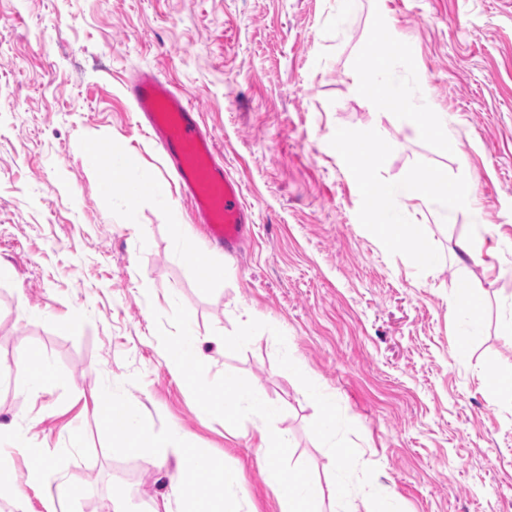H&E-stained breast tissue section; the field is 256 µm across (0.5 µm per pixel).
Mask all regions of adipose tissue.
I'll return each mask as SVG.
<instances>
[{
  "instance_id": "ef3b65f1",
  "label": "adipose tissue",
  "mask_w": 512,
  "mask_h": 512,
  "mask_svg": "<svg viewBox=\"0 0 512 512\" xmlns=\"http://www.w3.org/2000/svg\"><path fill=\"white\" fill-rule=\"evenodd\" d=\"M409 50L407 43L398 40L386 41L373 49L369 67L355 78L354 86L377 109L391 111L393 121L410 124L426 136L448 140L447 120L437 118L432 112H405L401 109L404 90L391 84L390 67L395 56ZM370 142L371 137L367 134L352 137L341 129L336 132V144L343 152L364 158L362 165L353 168L351 176L374 206L376 220L370 226L374 235L399 246L407 242L408 224L403 211L379 207L378 202L383 197L410 202L418 212L435 208L445 220L453 218L458 212L472 210L474 190L472 184L467 182L438 180L424 173L392 184L380 182L375 174L378 160L370 155ZM109 168L112 175L125 178L123 199L126 203H134L146 193L159 201H168V187L160 182L145 180L136 154L113 155ZM192 323L191 313H181L180 336L170 345L165 356L170 373L181 382L187 393L196 398L201 415L219 409L230 416L254 417L255 428L261 436L259 450L265 460V480L276 490L282 512H322V497H336L346 483L351 466L349 455L344 453L332 458L333 480L325 489L305 472L278 463L276 451L282 446L283 440L270 435L267 430L268 420L279 412L278 405L261 394L245 391L241 381L234 377H225L222 389L217 392L200 386L195 372L202 358V342L193 332ZM101 396L111 407L113 423L121 429L120 438L114 442L116 451L142 450L149 429L143 419L141 405L108 390L102 391ZM4 442L10 443L11 449L0 453V485L9 483L12 471L10 454L18 452L31 462L28 481L41 488L51 512H64L73 499V491L67 484L50 481L49 473L56 468L57 461L47 448L28 439L23 429L14 422L0 423V444ZM214 472L215 463L205 452L198 451L179 459L175 481L184 503L183 512H243L232 482L214 480Z\"/></svg>"
}]
</instances>
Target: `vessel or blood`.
Returning a JSON list of instances; mask_svg holds the SVG:
<instances>
[{"mask_svg":"<svg viewBox=\"0 0 512 512\" xmlns=\"http://www.w3.org/2000/svg\"><path fill=\"white\" fill-rule=\"evenodd\" d=\"M127 90L135 112L144 117V130L162 146L204 236L226 253H237L248 221L241 188L220 162L198 107L151 69L140 72Z\"/></svg>","mask_w":512,"mask_h":512,"instance_id":"vessel-or-blood-1","label":"vessel or blood"}]
</instances>
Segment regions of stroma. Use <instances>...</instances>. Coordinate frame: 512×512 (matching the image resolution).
<instances>
[{
	"mask_svg": "<svg viewBox=\"0 0 512 512\" xmlns=\"http://www.w3.org/2000/svg\"><path fill=\"white\" fill-rule=\"evenodd\" d=\"M390 37L413 47L392 66L408 111L447 115L453 144L354 88L369 47ZM146 69L193 100L241 184L250 224L236 255L205 239L136 124L126 84ZM340 127L376 135L383 181L472 182L480 217L427 210L409 215L407 248L376 239ZM128 151L169 204L129 208L108 186L107 157ZM180 233L222 268L208 287L175 250ZM462 240L481 262L460 258ZM0 264V423L57 458L53 481L82 491L71 512L117 499L179 512L186 449L232 476L251 512H281L251 421L199 415L166 368L180 309L203 342L201 386L232 374L280 405L268 423L287 438L280 463L324 483L333 452L357 453L340 512H512V396L495 382L512 373V0H361L349 14L338 0H0ZM465 285L485 296L484 328L461 358L449 307ZM246 314L248 339L225 345ZM30 348L57 372L36 397L15 381ZM288 353L306 377L288 373ZM106 388L140 402L145 452L111 451ZM174 427L186 449L167 447ZM13 464L0 512H46L28 461Z\"/></svg>",
	"mask_w": 512,
	"mask_h": 512,
	"instance_id": "35a3bbf8",
	"label": "stroma"
}]
</instances>
